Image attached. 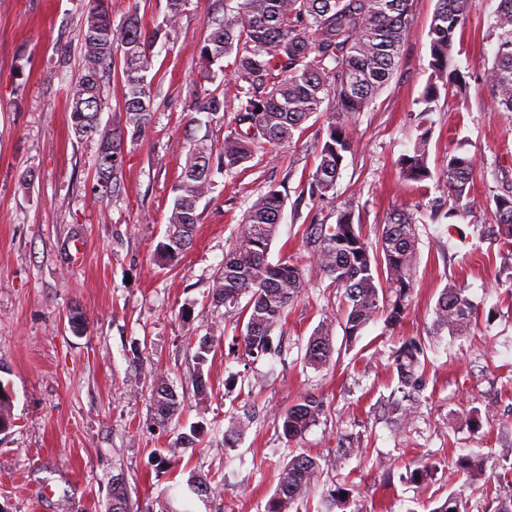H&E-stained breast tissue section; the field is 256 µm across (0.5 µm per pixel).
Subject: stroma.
Segmentation results:
<instances>
[{
    "label": "stroma",
    "instance_id": "obj_1",
    "mask_svg": "<svg viewBox=\"0 0 512 512\" xmlns=\"http://www.w3.org/2000/svg\"><path fill=\"white\" fill-rule=\"evenodd\" d=\"M85 2L0 0V384L13 416L0 433V512H108L119 474L134 512H151L169 486L192 475L227 482L210 502L188 500L189 512H262L290 445L319 458L327 487L350 486V512H431L452 494L466 512H492L500 481L512 479V249L498 235L493 202L512 191V113L492 111L481 80L493 61L489 24L499 0H472L456 35L452 66L469 88L441 93L429 115L431 179L403 180L397 166L420 133L430 75L436 0H414L392 79L352 122L355 146L334 196L303 190L327 127L318 114L252 168L214 166L193 245L169 267L155 249L189 141L221 147L231 119L222 112L194 124L195 99L207 89L236 92L223 73L208 76L199 58L212 0H190L169 41L155 47L152 123L124 143V191L102 198L91 192L98 141L75 138L67 96L81 70ZM457 149L476 156L480 171L473 213L452 231L447 219L427 215L448 203L442 170ZM26 171L33 178L24 185ZM271 185L286 203L269 259H297L304 287L273 333L279 356L249 365L241 324L208 291L248 205ZM346 206L372 242L393 210L426 215L405 319L394 330L369 324L351 344L337 325L339 293L306 244L311 225L335 223ZM449 284L477 305L476 326L459 338L434 332V306ZM76 312L84 320L77 334L69 323ZM326 320L335 323L334 354L316 370L304 363L305 346ZM203 336L214 337L216 351L200 366L189 343ZM410 337L426 347V398L399 424L389 405L397 385L390 355ZM152 370L188 396L179 421L164 429L153 427L145 393ZM199 371L208 383L201 401L191 386ZM308 394L323 399L325 413L287 443L278 416ZM245 409L250 427L237 447H225V428ZM193 426L199 447H180V433ZM468 452L488 462L466 487L451 459ZM421 461L435 470L417 484L409 470Z\"/></svg>",
    "mask_w": 512,
    "mask_h": 512
}]
</instances>
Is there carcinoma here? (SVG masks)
Instances as JSON below:
<instances>
[{
  "label": "carcinoma",
  "instance_id": "carcinoma-1",
  "mask_svg": "<svg viewBox=\"0 0 512 512\" xmlns=\"http://www.w3.org/2000/svg\"><path fill=\"white\" fill-rule=\"evenodd\" d=\"M188 0H166L163 20L146 30L137 7L126 24L116 28L109 13V0H88L81 31L82 65L79 77L68 89L71 128L78 139L99 135L97 184L119 195L123 146L127 138H139L149 127L153 114L151 82L153 49L175 31ZM413 0H237L223 12L216 0L208 18L210 33L200 47L206 71L218 70L237 86L228 101L216 91L196 98L194 111L215 115L229 112L232 119L224 134L219 157L224 171L231 172L262 151L273 154L293 139L295 132L322 106L332 107L318 164L308 174L311 196L325 198L334 192L345 155L354 149L350 121L363 111L388 84L398 63L410 25ZM470 0H437L429 29L431 74L422 97V132L411 149L398 160L402 177L422 182L433 177L428 164L430 128L426 116L450 84L462 87L460 74L450 70L455 34L464 27ZM495 38L493 63L484 67L483 84L490 93L495 112H512V0H499L490 24ZM122 62V125L99 130V115L105 101L101 85L107 71ZM213 148L205 139H193L181 180L168 216L164 241L157 246L162 260L177 261L191 248L199 223L198 204L212 191ZM474 156L448 153L443 174L448 183L447 217H465L473 207L471 190L477 175ZM285 196L274 186L258 194L248 206L235 241L224 256L209 294L226 313L242 320L240 338L243 355L258 360L272 353V334L288 317V308L303 288L300 266L292 259L276 263L268 254L276 239ZM495 223L503 238L512 240V194L495 199ZM313 259L340 290L344 335L361 336L371 322L381 319L387 328L399 326L406 316L413 290L418 234L414 213L397 209L369 242L355 227L348 208L337 214L334 224L311 228ZM246 303H241L242 298ZM477 305L466 289L455 285L443 289L434 314L437 330L461 336L472 326ZM195 358L202 366L214 348V338L197 339ZM334 348L330 325H320L309 337L305 362L319 369L328 365ZM424 345L410 337L393 352L396 391L393 411L399 421L411 419L416 398L422 391L421 356ZM149 402L153 423L165 428L182 413L184 399L162 373L149 375ZM325 414L322 399L306 395L282 412L283 438L291 443L301 437ZM247 423L238 417L224 431V447L234 448ZM484 458L460 455L454 470L469 485L481 470ZM323 468L312 455L289 456L279 473L275 493L264 512H291L308 501L320 487ZM188 489L202 499H214L224 491V481L189 478ZM493 512H512V483L499 486ZM111 512H131L124 477L112 479Z\"/></svg>",
  "mask_w": 512,
  "mask_h": 512
}]
</instances>
